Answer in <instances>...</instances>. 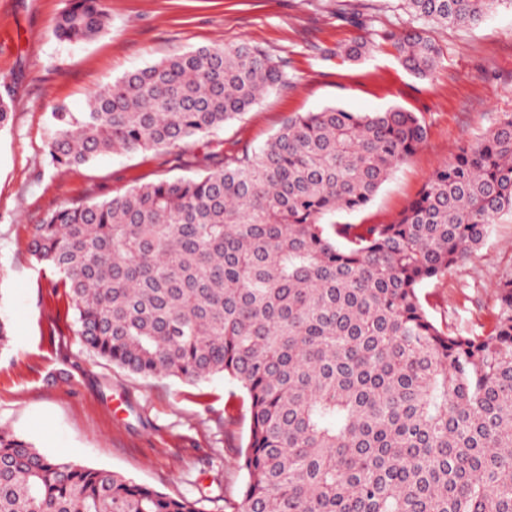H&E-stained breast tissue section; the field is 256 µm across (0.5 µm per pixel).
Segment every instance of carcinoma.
<instances>
[{
    "label": "carcinoma",
    "mask_w": 512,
    "mask_h": 512,
    "mask_svg": "<svg viewBox=\"0 0 512 512\" xmlns=\"http://www.w3.org/2000/svg\"><path fill=\"white\" fill-rule=\"evenodd\" d=\"M512 0H401L402 32H367L431 75L421 24L477 25ZM109 28L106 0H66L64 42ZM290 83L263 50L175 54L51 113L54 168L116 150L204 139ZM403 108L296 113L260 148L194 177L75 201L34 225L31 256L64 288L74 335L113 366L200 383L248 403L236 512H512V278L483 336L438 328L418 289L512 216V114L458 149L385 224H332L364 208L425 143ZM122 474L50 456L0 427V512H203Z\"/></svg>",
    "instance_id": "1"
}]
</instances>
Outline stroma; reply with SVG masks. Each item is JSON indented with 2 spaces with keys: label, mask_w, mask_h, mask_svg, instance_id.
<instances>
[{
  "label": "stroma",
  "mask_w": 512,
  "mask_h": 512,
  "mask_svg": "<svg viewBox=\"0 0 512 512\" xmlns=\"http://www.w3.org/2000/svg\"><path fill=\"white\" fill-rule=\"evenodd\" d=\"M400 0H107L109 30L93 41L55 36L65 0H0V94L13 114L0 130V315L12 340L0 350V426L40 450L116 471L168 494L202 498L204 512H233L245 473L247 404L224 377L195 385L143 378L112 366L73 334V311L29 252L32 228L68 203L99 201L134 185L192 177L205 155L254 150L288 116L340 106L401 107L428 137L363 209L339 224L392 220L432 173L512 113V12L475 27L432 28L443 58L426 78L405 72L387 45L351 62L337 45L361 36L357 19L398 30ZM262 48L291 77L209 140L131 151L56 169L44 146L56 107L83 111L92 92L171 55L215 43ZM512 277V217L448 275L424 283L420 301L437 327L480 336L496 312L497 283Z\"/></svg>",
  "instance_id": "obj_1"
}]
</instances>
